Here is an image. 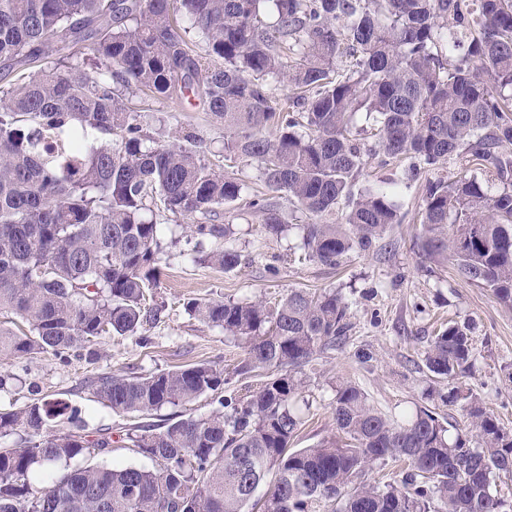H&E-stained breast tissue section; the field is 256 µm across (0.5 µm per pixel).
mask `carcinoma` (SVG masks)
<instances>
[{
    "mask_svg": "<svg viewBox=\"0 0 512 512\" xmlns=\"http://www.w3.org/2000/svg\"><path fill=\"white\" fill-rule=\"evenodd\" d=\"M90 43L91 55L81 49ZM66 54L64 72L21 78L0 100V359L64 356L104 335L134 336L159 320L146 305L164 245L159 206L198 216L188 237L226 271L241 255L220 210L244 198L281 233L286 217L265 194L201 156L200 142L149 145L129 97L197 90L224 125V160L257 162L259 182L311 219L308 260L338 267L367 252L401 215L390 191L356 188L366 158L383 154L417 179L464 156L506 188L474 175L427 180L418 215L421 254L453 264L512 307V0H0V64ZM288 83L275 95L273 83ZM374 139L367 149L357 137ZM350 302L334 290H292L261 301H192L189 315L242 346L238 369L266 379L224 393L211 363L133 377L103 376L97 400L149 413L210 399L211 412L127 439L157 469L58 463L110 447L48 423L77 410L59 400L0 410V512H509L497 482L512 479V433L478 398L474 434L451 440L437 414L374 409L350 381L336 385L342 437L291 442L303 418L302 369L349 332ZM470 327L450 324L424 355L429 372L469 373ZM403 460L390 481L373 465ZM39 467L46 486L28 477Z\"/></svg>",
    "mask_w": 512,
    "mask_h": 512,
    "instance_id": "carcinoma-1",
    "label": "carcinoma"
}]
</instances>
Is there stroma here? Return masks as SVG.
<instances>
[{"instance_id": "35a3bbf8", "label": "stroma", "mask_w": 512, "mask_h": 512, "mask_svg": "<svg viewBox=\"0 0 512 512\" xmlns=\"http://www.w3.org/2000/svg\"><path fill=\"white\" fill-rule=\"evenodd\" d=\"M133 105L157 143L190 133L202 139L206 159L221 160L224 129L212 122L199 96L157 100L140 95ZM423 188L420 182L397 187L401 222L369 252L350 253L336 268L306 259V218L299 213L290 214L283 233L272 235L261 212L239 202L226 206L221 221L232 225L230 243L241 255L240 266L231 272L196 260L192 245L183 238L185 217L156 213L167 245L159 284L151 292L154 302L164 307L160 322L147 328L144 337L104 336L93 346L74 348L65 359L40 353L0 361V409H21L41 399L65 401L78 408V422L57 421V429L74 428L86 439L111 441L110 448L93 457L68 460L67 468L116 462L155 469L154 461L130 448L128 429L207 415L208 399L132 417L98 403L92 382L102 376L147 375L213 362L223 368L229 390L245 394L260 385L264 372L238 374L242 348L222 329L190 317L186 303L260 299L272 307L294 289H331L351 303V330L345 344L325 351L303 369V397L310 409L294 447L310 448L336 436L333 400L342 381L359 385L374 408L388 415L419 406L436 409L452 436L470 433L466 398L473 395L512 432V308L454 268L426 275L418 250L421 226L415 220ZM272 265L277 274H269ZM446 322L468 324L474 347L470 375L456 382L461 397L447 405L428 398L438 381L424 365L432 336Z\"/></svg>"}]
</instances>
